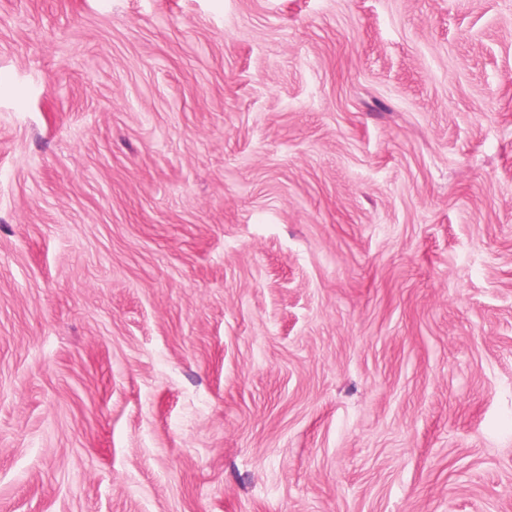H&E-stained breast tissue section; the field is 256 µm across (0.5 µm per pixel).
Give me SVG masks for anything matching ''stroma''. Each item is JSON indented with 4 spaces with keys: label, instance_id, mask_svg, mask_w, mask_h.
<instances>
[{
    "label": "stroma",
    "instance_id": "1",
    "mask_svg": "<svg viewBox=\"0 0 512 512\" xmlns=\"http://www.w3.org/2000/svg\"><path fill=\"white\" fill-rule=\"evenodd\" d=\"M0 512H512V0H0Z\"/></svg>",
    "mask_w": 512,
    "mask_h": 512
}]
</instances>
